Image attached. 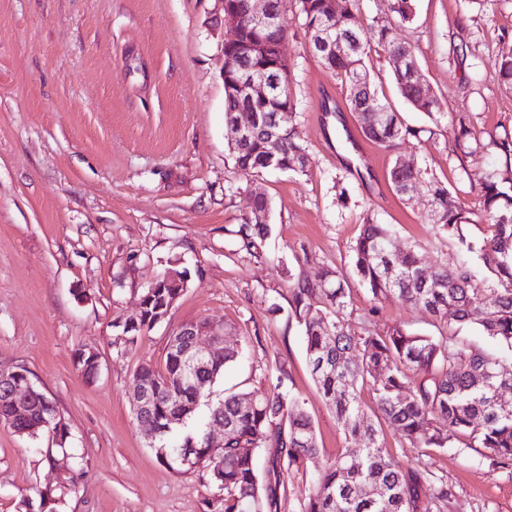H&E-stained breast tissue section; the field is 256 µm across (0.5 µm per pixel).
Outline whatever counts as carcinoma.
<instances>
[{
	"instance_id": "carcinoma-1",
	"label": "carcinoma",
	"mask_w": 512,
	"mask_h": 512,
	"mask_svg": "<svg viewBox=\"0 0 512 512\" xmlns=\"http://www.w3.org/2000/svg\"><path fill=\"white\" fill-rule=\"evenodd\" d=\"M356 0H340L334 18L336 34L352 40L344 55L332 56L315 51L322 66L347 85L349 110L355 113L365 138L385 148L398 139L417 136L418 131L404 125L400 113L386 107L380 122L370 124L358 113L362 96L376 94L365 65L367 39L355 9ZM304 27L311 46L317 44V31L327 16L326 0H299ZM246 0H224V13L238 17L237 29L224 40V116L228 124L249 125L256 133L244 142L230 144L237 168L244 173L266 170L304 171L306 149L294 128L269 136L263 127L266 118L280 110L296 111L291 92L278 90L265 101L246 103L229 92L239 78L236 63L256 44L263 52L252 56V65L270 79L281 75L274 44L275 35L251 25L246 17ZM394 21L381 24L373 39L387 50L389 57L413 56L411 48L398 41L395 25L409 23L415 15L414 0H391ZM500 82L512 89V50L496 58ZM398 91L413 109L433 118L440 109L435 95H427L407 72L393 71ZM460 137L456 148L476 157L490 146L504 157L503 169L484 171L475 168L470 183L479 191V221L487 234L479 242L470 240L463 227L474 223L473 212L457 191L437 180L429 182L431 212L429 221L461 248L479 254L486 272L477 276L462 265L455 273L423 262L415 252H403L393 243L386 224L366 218L352 246L350 271L328 269L315 281L296 279L290 287L289 314L304 330L306 355L311 376L341 424L347 442L366 439L359 457L340 453L326 463L318 480L301 504V512H444L448 506V487L427 467L403 466L396 462L378 438L377 425L384 423L412 448L425 455L461 442L482 449V456L496 464H512V405L499 399V392L512 388V356L474 350L459 338L464 328L475 329L512 352V137L483 143L473 135L464 120H459ZM420 173L393 163L390 182L398 194L416 181ZM270 225L260 224L254 214L244 218L237 230L240 250L258 259ZM400 271L390 273L391 266ZM159 274L155 288H147L142 315L135 323L113 324L120 328L113 344L127 351L139 338L162 323L183 292L163 284ZM367 288L377 301L396 298L421 306L444 321L453 312L455 323L445 324L438 336L417 334L394 328L384 334H358L346 320L350 280ZM484 288V302L474 301ZM238 353L217 351L206 357L199 385L190 383L191 364L184 351L167 350L164 366L143 364L134 373L135 381L154 396L150 411L135 417L143 432L166 425L168 419L184 410L183 420L171 424V432L157 438V454L171 467H183L181 456L191 449L197 469L215 489L209 502L213 512H278L288 473L317 455L315 427L300 399L285 388L288 365L275 364L274 390L263 395L229 393L208 400L206 390L224 376L225 368ZM23 367L0 369V420L11 419L13 432L36 438L51 432L64 446L66 426H47L57 407L35 387L24 395L16 409L8 400V385L25 378ZM370 385L376 394L379 414L365 413L361 390ZM206 402V420L222 417L231 436L224 450L212 451L205 438V423L188 430L181 426L195 418L201 402ZM260 448H274L266 476L260 478L256 454ZM433 486L429 504H420V491Z\"/></svg>"
}]
</instances>
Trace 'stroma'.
Here are the masks:
<instances>
[{
	"instance_id": "35a3bbf8",
	"label": "stroma",
	"mask_w": 512,
	"mask_h": 512,
	"mask_svg": "<svg viewBox=\"0 0 512 512\" xmlns=\"http://www.w3.org/2000/svg\"><path fill=\"white\" fill-rule=\"evenodd\" d=\"M281 22L297 108L285 118L308 155L304 171L237 169L224 122L219 0H0V365L22 366L69 431L28 439L0 426V512L55 491V512H209L201 472H177L133 421L139 365L162 367L169 334L200 319L232 324L239 356L211 388L269 392L276 362L305 403L319 452L291 471L279 512H299L313 481L348 444L307 367L301 326L288 315L293 278L348 270L366 218L390 225L399 248L456 270V241L428 221V183L459 188L479 210L471 158L452 152L460 123L512 134V90L491 65L512 47V0H415L397 31L440 102L436 118L400 96L387 53L366 58L380 100L418 137L387 149L365 139L347 87L311 52L298 0ZM422 173L408 194L389 181L392 160ZM262 193L272 203L263 258L240 253L235 230ZM190 273L168 318L127 353L113 319L138 318L157 274ZM356 333L395 327L434 333L435 317L353 285ZM99 366L85 378L78 351ZM380 440L401 464L427 465L448 484L446 512H512V465L480 449L426 458L389 427Z\"/></svg>"
}]
</instances>
